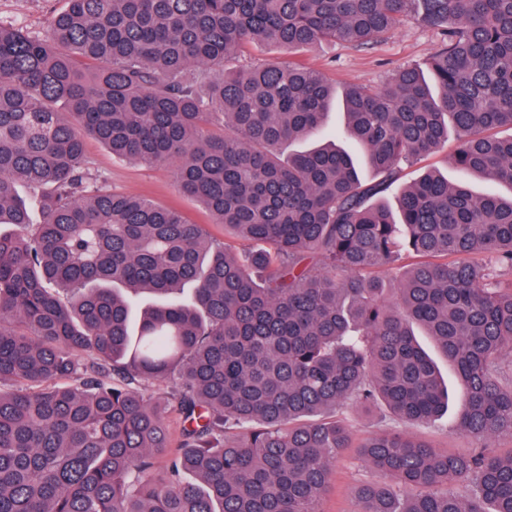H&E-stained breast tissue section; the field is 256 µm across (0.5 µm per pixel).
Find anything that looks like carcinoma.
<instances>
[{
	"label": "carcinoma",
	"instance_id": "obj_1",
	"mask_svg": "<svg viewBox=\"0 0 512 512\" xmlns=\"http://www.w3.org/2000/svg\"><path fill=\"white\" fill-rule=\"evenodd\" d=\"M407 17L444 36L426 67L344 90L375 179L334 142L283 159L332 88L305 63L230 61L253 43L366 49ZM499 127L512 0H67L45 37L0 25V512H320L354 446L392 479L359 485L357 512H512V454L392 430L356 444L340 417L448 407L417 323L461 384L458 429L512 435V198L428 169L383 200L450 129L454 165L512 186ZM85 134L173 164L224 241L91 184ZM19 182L42 189L41 223ZM387 266L404 268L395 302ZM140 293L156 301L135 321Z\"/></svg>",
	"mask_w": 512,
	"mask_h": 512
}]
</instances>
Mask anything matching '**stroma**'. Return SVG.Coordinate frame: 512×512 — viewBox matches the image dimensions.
<instances>
[{
	"instance_id": "obj_1",
	"label": "stroma",
	"mask_w": 512,
	"mask_h": 512,
	"mask_svg": "<svg viewBox=\"0 0 512 512\" xmlns=\"http://www.w3.org/2000/svg\"><path fill=\"white\" fill-rule=\"evenodd\" d=\"M65 6L66 0H0V23L43 36L47 33L49 17ZM439 44L440 36L436 30L409 18L387 40L369 48L357 50L341 43H324L304 53L302 59L319 69L329 84L341 91L351 84L382 85L399 68L424 64ZM85 149L90 171L98 185L115 193L142 196L175 207L190 222L203 225L212 237L223 239V225L214 223L197 199L180 191L172 165L145 166L117 158L91 137L86 138ZM448 390L450 412L429 422H383L375 412H349L348 419L356 439L366 438L386 427L456 453L481 447L499 455L512 452L510 436L484 441L458 431L454 409L459 401V388L452 382ZM381 479L380 473L363 465L356 449H348L331 466L329 486L321 503L322 512H357L359 503L353 494L355 487L365 481Z\"/></svg>"
}]
</instances>
